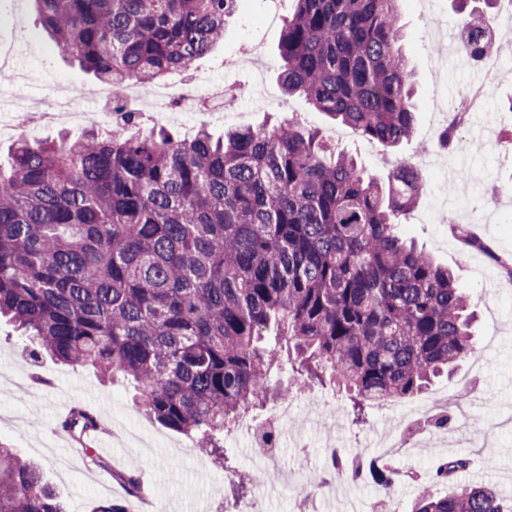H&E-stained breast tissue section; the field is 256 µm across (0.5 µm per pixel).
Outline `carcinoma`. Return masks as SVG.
Listing matches in <instances>:
<instances>
[{"label":"carcinoma","mask_w":512,"mask_h":512,"mask_svg":"<svg viewBox=\"0 0 512 512\" xmlns=\"http://www.w3.org/2000/svg\"><path fill=\"white\" fill-rule=\"evenodd\" d=\"M239 0H35L57 47L112 87L118 128L14 144L0 164V318L44 354L130 378L137 410L230 468L224 430L266 406L284 364L328 382L352 423L410 398L473 352L453 272L397 226L425 178L398 161L380 183L296 122L214 138L145 132L128 83L155 85L224 40ZM279 81L382 150L414 139L401 0H289ZM452 0L469 58L499 0ZM97 425L81 409L62 427ZM466 456L436 465L452 479ZM0 512H66L41 469L0 441ZM411 512H512L486 487L416 498Z\"/></svg>","instance_id":"obj_1"}]
</instances>
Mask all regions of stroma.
Segmentation results:
<instances>
[{
  "mask_svg": "<svg viewBox=\"0 0 512 512\" xmlns=\"http://www.w3.org/2000/svg\"><path fill=\"white\" fill-rule=\"evenodd\" d=\"M267 8V0H241L226 25L223 43L193 65L194 70L210 74L224 86L245 88L231 114L225 118L197 115L186 122L165 120L162 128L183 138L203 126L220 134L228 126L277 124L294 118L325 138L335 131V124L304 98L283 92L277 80L281 28L262 24ZM431 9L446 18L453 14L451 0H404L402 4L403 47L415 80V143L385 155L354 135L341 143L357 155L368 172L385 175L389 162L416 152L418 142L424 141L436 124L439 100L454 99L478 72L474 66H440L448 41L458 40L459 29L450 27L447 41H435L425 19ZM247 42L259 46L260 57L238 67H225V60L236 57ZM96 85L36 22L33 0H0V153H7L20 134L34 143L61 134V127L41 121L38 112L41 102L61 91L69 92L76 110L98 111L97 101L86 94ZM511 117L512 63H506L473 118L474 124L485 127L484 138L466 140L462 150L448 152V159L479 173L483 186L512 185V156L496 146ZM499 200L504 210L498 221L475 225L474 230L503 256L512 254V192L500 195ZM430 202V196H423L400 224L399 232L454 271L460 288L476 306L477 346L453 375L439 378L401 405L408 412L421 402L447 399L450 410L474 422L481 435L474 443L454 436L453 447L436 451H403L397 460L400 470L421 473L423 479L414 488L402 480L394 483L388 497L393 512H410L412 503L425 491L446 496L460 482L488 486L512 500V287L503 283L500 268L482 252L464 251L447 225L422 219ZM295 377L286 364L272 374L269 383L272 397L286 389L297 398L294 424L307 435L305 448L290 444L283 448L286 461L301 457L310 468H323V445L328 440L335 442L343 458L352 459L354 442L366 440L372 429L386 427V419L371 407L365 411V423L348 432L342 430L341 418L320 416L301 400ZM132 392L125 381L103 380L91 366L64 365L25 354L13 326L0 322V441L17 448L23 458L41 464L68 512H91L97 502L124 496L118 475L125 471L137 473L143 485L141 497L130 501L131 512H245L250 499L232 497L231 473L211 464L186 436L140 414ZM75 407L96 414L104 427L95 450L98 463H90L61 426ZM458 455L471 458L467 470L451 481L433 477L431 470L438 460Z\"/></svg>",
  "mask_w": 512,
  "mask_h": 512,
  "instance_id": "obj_1",
  "label": "stroma"
}]
</instances>
